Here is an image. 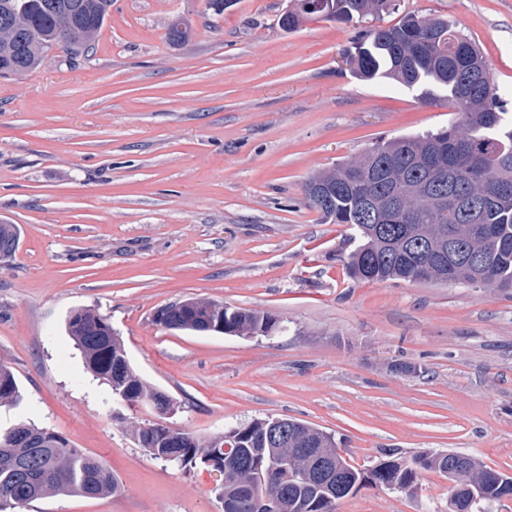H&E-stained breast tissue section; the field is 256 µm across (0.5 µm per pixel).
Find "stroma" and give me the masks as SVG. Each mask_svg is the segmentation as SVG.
<instances>
[{"label": "stroma", "instance_id": "stroma-1", "mask_svg": "<svg viewBox=\"0 0 512 512\" xmlns=\"http://www.w3.org/2000/svg\"><path fill=\"white\" fill-rule=\"evenodd\" d=\"M288 0H112L95 46L53 48L0 78V223L19 228L0 262V363L22 399L0 429L35 423L98 456L108 499L59 496L24 512H223L210 468L152 458L133 421L216 433L294 418L375 465L455 451L512 474V290L354 279L344 224L304 205L307 178L378 140L448 126L450 106L357 80L355 28L278 18ZM474 38L512 88V0H401ZM187 18V39L167 26ZM276 316L272 336L191 334L156 324L188 298ZM107 316L148 383L176 402H102L65 333L70 310ZM410 365L407 373L393 371ZM450 484L366 487L335 512H448Z\"/></svg>", "mask_w": 512, "mask_h": 512}]
</instances>
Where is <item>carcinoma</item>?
<instances>
[{"label":"carcinoma","instance_id":"1","mask_svg":"<svg viewBox=\"0 0 512 512\" xmlns=\"http://www.w3.org/2000/svg\"><path fill=\"white\" fill-rule=\"evenodd\" d=\"M112 0H0V76L25 74L45 53L64 45L77 56L89 51L109 15ZM398 0H291L279 24L288 31L322 19L359 27L350 61L365 80L387 79L418 92L425 104L446 100L456 114L448 126L374 143L364 154L313 174L304 204L334 224L356 231L358 245L345 260L349 273L367 282H418L424 267L441 284L512 288V117L508 100L491 77V66L475 40L443 16L404 15L383 25ZM175 17L166 37H186ZM14 224H0V261L16 252ZM156 324L173 331L212 333L223 320L238 334L269 335L279 322L266 312L232 308L210 298H189L160 308ZM65 329L85 367L130 405L170 411L174 400L144 382L131 365L109 319L90 307L69 312ZM19 396L11 368L0 364V407ZM276 419L252 421L224 460V434H195L160 423L133 422L135 440L154 458L183 468L222 463L231 474L219 498L231 512H334L336 502L365 486L414 492L422 473H443V453L424 451L403 458L389 450L370 469H360L339 452L334 437L298 420H288L295 439L311 443L297 454L294 442L268 436ZM465 479L488 505L512 496V476L475 457L459 459ZM340 469L334 501L324 483L302 479L325 465ZM120 492L112 470L74 447L61 434L31 424L0 432V512H22L37 500L57 496L109 498Z\"/></svg>","mask_w":512,"mask_h":512}]
</instances>
